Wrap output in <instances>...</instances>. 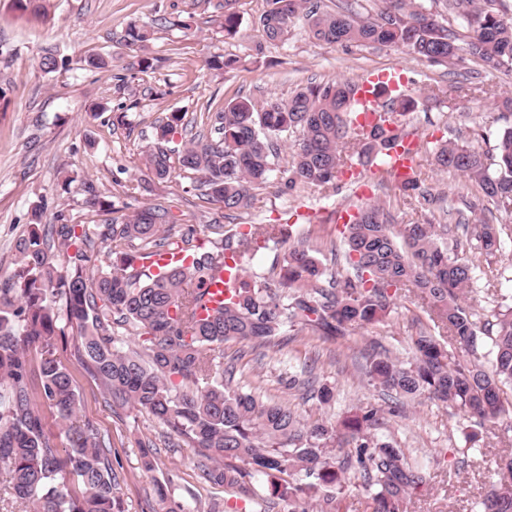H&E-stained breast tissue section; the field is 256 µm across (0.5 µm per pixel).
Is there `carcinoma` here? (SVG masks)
<instances>
[{"label":"carcinoma","instance_id":"carcinoma-1","mask_svg":"<svg viewBox=\"0 0 512 512\" xmlns=\"http://www.w3.org/2000/svg\"><path fill=\"white\" fill-rule=\"evenodd\" d=\"M380 2L373 11L360 0L328 11L321 0H265L257 24L273 43H287L302 20L319 43L390 47L432 65L468 59L488 74L512 72V6L506 0ZM240 6L241 0H224L228 38L239 32ZM150 34L148 26L133 24L126 41L143 43ZM418 100L399 94L372 121L359 124L351 81L311 82L286 101L231 102L217 116L218 139L194 134L177 156L150 148L145 162L159 180L177 171L200 175L208 195L228 212L250 208L255 191L278 171L290 191L337 190L345 172L376 169L411 134L402 117ZM183 119L181 112L170 113L158 126V139ZM284 132L298 134L289 167L280 165L277 136ZM418 149L432 170L476 186L489 214L512 215V127L499 134L490 162L466 142L421 139ZM380 179L394 199L438 210L454 224L414 221L397 234L393 199L365 201L344 225V250L330 248V269L292 224L227 234L217 251L201 252L192 245L195 229L174 233L168 210L158 206L99 225L96 241L64 223L63 214L56 216L59 223L45 224L43 210L34 209L27 234L16 242L19 267L0 284V462L7 466L3 491L17 512H125L112 469V437L89 422L73 425L80 400L61 360L50 353L34 366L28 356L33 348L54 346L67 327L74 336L71 355L112 412L144 410L168 429L167 446L179 441L199 449L197 467L212 484L252 501L265 483L270 496L288 501L289 512H343V484L352 475L364 491V512H409L413 492L428 484L430 473L379 430L405 400L421 397L479 428L512 414V303L498 304L484 321L467 303L473 284L502 250L493 219L457 207L448 192L428 184L420 163L406 183L386 171ZM459 229L466 257L445 242ZM78 239L82 248L69 254ZM272 245L288 250L269 271L240 268L224 306L205 316L198 312L206 279L225 252L252 259ZM165 246L181 248L193 261L158 273L135 266ZM101 253L105 263L94 264ZM64 256L69 271L59 267ZM406 292L446 331L448 344L422 331L403 360L364 348L362 369L383 404L360 406L340 421L304 419L286 403L245 390L234 367L221 362V346L230 341L266 348L290 331L343 336L365 329ZM288 388L323 402L333 395L312 376L291 375ZM43 403L65 429L62 451L46 430ZM135 444L151 471L156 443L145 436ZM495 474L476 512H512V453L495 460ZM157 493L162 512H190L166 487Z\"/></svg>","mask_w":512,"mask_h":512}]
</instances>
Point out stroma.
<instances>
[{"label": "stroma", "mask_w": 512, "mask_h": 512, "mask_svg": "<svg viewBox=\"0 0 512 512\" xmlns=\"http://www.w3.org/2000/svg\"><path fill=\"white\" fill-rule=\"evenodd\" d=\"M221 0H44L41 12L22 11L13 0H0V280L17 267L15 244L29 228L31 211L44 206V220L64 213L69 223L108 224L124 220L144 205L167 208L177 228L194 227L195 244L212 249L220 235L253 225L294 224L310 245L327 250L339 241L337 211L349 210L357 196L348 188H308L283 194L278 181L259 189L250 209L225 215L222 204L209 200L192 178L158 181L142 164V152L155 146V126L170 112L184 113L187 123L210 131L218 112L231 101L285 100L311 82L359 80L370 73L399 72L404 92L447 89L446 107H418L409 112V127L425 135L468 142L485 156L495 155L500 132L512 126V112L492 100H476L471 87L484 76L473 63L434 66L392 48L329 46L311 40L296 27L287 44L265 40L256 25L263 0H243L236 37L222 27ZM190 22V29L179 26ZM151 24L146 46L125 41L129 24ZM55 51L65 64L56 72L40 70L43 49ZM98 55L106 68L88 70L81 61ZM235 55L232 71L210 67L215 56ZM146 56L147 71L132 69ZM113 204L102 213L93 200ZM502 254L493 289L481 291L474 311L489 317L497 302L512 297V222L501 220ZM223 232V233H224ZM413 295L400 297L394 311L364 330L334 338L307 332L288 344L238 356L239 346H224L236 361V379L287 402L304 417L343 415L355 405L380 404L379 392L360 374V349L366 341L394 354L404 353L420 330L433 329ZM72 372L80 395V419L112 437V469L120 482L127 512H161L157 484L190 512H225L239 496L207 483L196 466L194 448L154 449L155 469L144 472L134 439L146 435L161 442L166 429L146 412L115 417L84 369L58 351ZM313 367L333 388L329 403L301 398L288 389V370ZM464 421L453 409L427 401L410 402L390 420L386 436L419 461L428 463L427 488L414 496L411 512H472L474 502L494 481L497 456L512 452L503 437L512 420L482 430L480 453L459 459ZM455 467L446 477L447 467Z\"/></svg>", "instance_id": "35a3bbf8"}]
</instances>
